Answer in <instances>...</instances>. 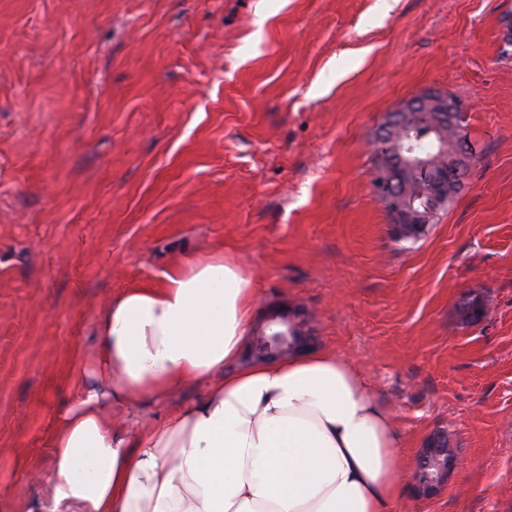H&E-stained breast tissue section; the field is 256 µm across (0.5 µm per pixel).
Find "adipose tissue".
<instances>
[{
  "label": "adipose tissue",
  "instance_id": "obj_1",
  "mask_svg": "<svg viewBox=\"0 0 512 512\" xmlns=\"http://www.w3.org/2000/svg\"><path fill=\"white\" fill-rule=\"evenodd\" d=\"M255 297L220 252L105 302L52 438L51 512H397L408 469L359 369L331 351L238 366ZM202 381L201 400L154 426L105 413Z\"/></svg>",
  "mask_w": 512,
  "mask_h": 512
}]
</instances>
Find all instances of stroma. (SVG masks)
Here are the masks:
<instances>
[{"mask_svg": "<svg viewBox=\"0 0 512 512\" xmlns=\"http://www.w3.org/2000/svg\"><path fill=\"white\" fill-rule=\"evenodd\" d=\"M512 0H0V512L41 475L109 296L232 254L363 370L408 465L463 464L400 512H512ZM451 95L474 156L425 234L372 185L385 116ZM482 293L485 318L463 321ZM132 396L153 425L205 393ZM459 464L458 455L439 436L434 434L417 458L415 484L418 491L429 495L447 479L450 470Z\"/></svg>", "mask_w": 512, "mask_h": 512, "instance_id": "stroma-1", "label": "stroma"}]
</instances>
